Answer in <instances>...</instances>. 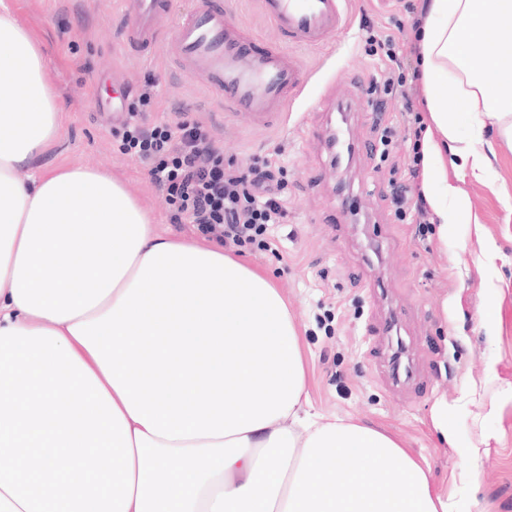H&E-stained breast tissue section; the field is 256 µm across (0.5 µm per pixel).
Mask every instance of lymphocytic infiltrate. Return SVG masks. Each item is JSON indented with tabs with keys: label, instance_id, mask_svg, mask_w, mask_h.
<instances>
[{
	"label": "lymphocytic infiltrate",
	"instance_id": "lymphocytic-infiltrate-1",
	"mask_svg": "<svg viewBox=\"0 0 512 512\" xmlns=\"http://www.w3.org/2000/svg\"><path fill=\"white\" fill-rule=\"evenodd\" d=\"M365 41L371 52L383 54L395 67L384 80L372 81L371 104L382 111L386 99L400 94L403 119L412 132L408 161L398 178L390 183V203L395 218L407 221L417 214L416 234L427 237L431 227L426 219L427 204L422 195L421 116L413 99L418 71L401 61L396 35H379L366 29ZM151 102L141 93L137 104L128 106L121 122V148L136 157L152 181L165 191L171 207L170 220L190 224L221 244L252 251L271 250V225L283 223L287 210L282 204L286 169L268 159L253 158L247 167L225 159L205 125L179 110L174 121L146 124L143 112Z\"/></svg>",
	"mask_w": 512,
	"mask_h": 512
}]
</instances>
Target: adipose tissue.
Masks as SVG:
<instances>
[{
  "label": "adipose tissue",
  "instance_id": "adipose-tissue-1",
  "mask_svg": "<svg viewBox=\"0 0 512 512\" xmlns=\"http://www.w3.org/2000/svg\"><path fill=\"white\" fill-rule=\"evenodd\" d=\"M422 186L473 224L442 150L512 140V0H429ZM41 49L0 0V512H463L389 433L314 412L263 272L155 232L123 183L18 169L58 139Z\"/></svg>",
  "mask_w": 512,
  "mask_h": 512
}]
</instances>
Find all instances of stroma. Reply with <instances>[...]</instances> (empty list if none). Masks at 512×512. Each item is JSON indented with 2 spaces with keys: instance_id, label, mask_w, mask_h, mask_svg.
I'll list each match as a JSON object with an SVG mask.
<instances>
[{
  "instance_id": "35a3bbf8",
  "label": "stroma",
  "mask_w": 512,
  "mask_h": 512,
  "mask_svg": "<svg viewBox=\"0 0 512 512\" xmlns=\"http://www.w3.org/2000/svg\"><path fill=\"white\" fill-rule=\"evenodd\" d=\"M39 44L48 79L63 109L60 136L31 169L89 167L107 171L150 213L157 233L190 243L205 238L193 225L170 221L165 194L147 170L120 149L113 129L126 96L155 81L149 121L171 120L177 109L210 130L225 158L281 148L288 168V217L275 226L276 252H245L241 260L267 272L288 298L301 332L308 390L315 411L391 433L428 463L437 487L457 468L455 445L490 434L477 462L472 512H512V144L494 139L493 180L465 176L483 232L501 249L497 280L473 262L469 225L452 224L447 238L419 239L412 224L394 220L387 185L402 164L409 133L398 126L402 102L372 112L369 83L385 69L370 52L363 22L380 33L409 23L425 0H347L350 28L334 43L302 50L308 82L286 123L251 126L225 113L211 91L184 74L165 48L129 43L126 0H6ZM236 21L262 46L283 45L263 0H224ZM397 127L388 161L370 148L375 122ZM339 131L350 153L336 156L321 136ZM498 312L502 329L487 335L479 316ZM502 396L497 416L474 423L460 412L455 445L434 433L431 410L456 404L463 383Z\"/></svg>"
}]
</instances>
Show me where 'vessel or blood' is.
Masks as SVG:
<instances>
[{
    "instance_id": "b4317fda",
    "label": "vessel or blood",
    "mask_w": 512,
    "mask_h": 512,
    "mask_svg": "<svg viewBox=\"0 0 512 512\" xmlns=\"http://www.w3.org/2000/svg\"><path fill=\"white\" fill-rule=\"evenodd\" d=\"M342 0H264L266 16L282 32L284 47L258 48L224 9L222 0H196L172 35L157 26L161 0H130V39L149 49L165 46L181 70L202 79L224 110L251 125L287 115L305 85L300 49L325 45L347 28Z\"/></svg>"
}]
</instances>
